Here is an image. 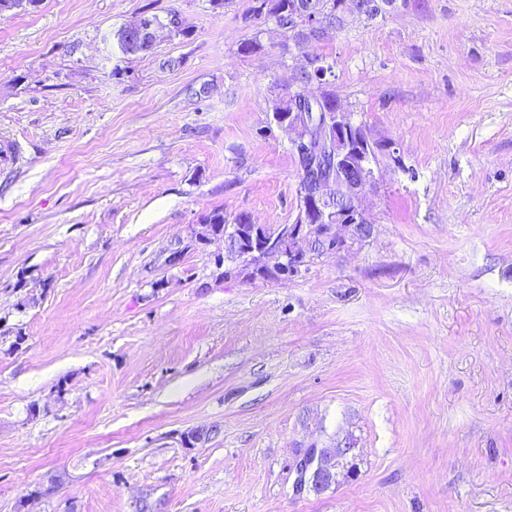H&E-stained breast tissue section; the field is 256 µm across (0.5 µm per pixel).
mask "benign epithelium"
Segmentation results:
<instances>
[{"mask_svg":"<svg viewBox=\"0 0 512 512\" xmlns=\"http://www.w3.org/2000/svg\"><path fill=\"white\" fill-rule=\"evenodd\" d=\"M294 39L316 33L325 35L333 26L311 3H297L295 12L283 25ZM171 35V26H157L140 16L111 33L117 50L124 56L146 44H157ZM270 122L288 133L291 147L300 161L301 205L290 224H260L251 230L240 248L227 254L239 266L272 271L288 280L305 272L308 243L317 230L346 245L362 244L374 233L364 206L366 193L377 185L375 167L362 151L370 144L368 135L355 136L352 144L347 112H273ZM355 443L336 448H307L294 462L293 493L320 495L335 486L337 462L358 471Z\"/></svg>","mask_w":512,"mask_h":512,"instance_id":"obj_1","label":"benign epithelium"}]
</instances>
